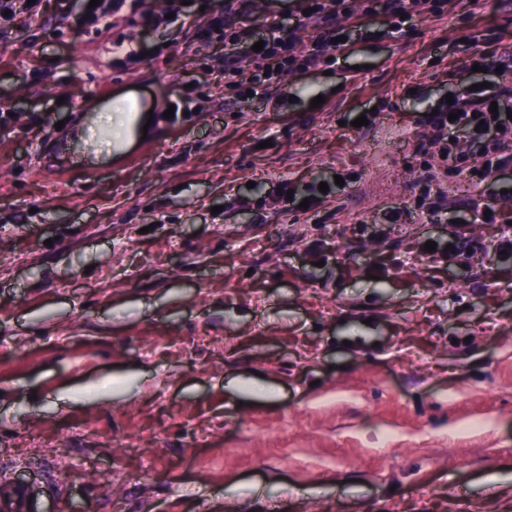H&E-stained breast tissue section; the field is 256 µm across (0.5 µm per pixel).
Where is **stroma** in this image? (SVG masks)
<instances>
[{
    "label": "stroma",
    "instance_id": "1",
    "mask_svg": "<svg viewBox=\"0 0 512 512\" xmlns=\"http://www.w3.org/2000/svg\"><path fill=\"white\" fill-rule=\"evenodd\" d=\"M171 6L100 37L42 0L0 36V479L37 512H512V256L470 248L499 187L413 211L425 114L512 88V0L345 22L347 53L252 97L195 27L149 29ZM131 93L145 140L94 155L77 103Z\"/></svg>",
    "mask_w": 512,
    "mask_h": 512
}]
</instances>
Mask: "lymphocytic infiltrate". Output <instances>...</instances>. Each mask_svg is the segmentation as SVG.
I'll return each instance as SVG.
<instances>
[{
  "mask_svg": "<svg viewBox=\"0 0 512 512\" xmlns=\"http://www.w3.org/2000/svg\"><path fill=\"white\" fill-rule=\"evenodd\" d=\"M386 6L394 17L413 18L427 15L441 18L444 0H360L356 11L367 16L378 6ZM304 12L303 20L316 36L309 48L297 50L296 37L286 32L278 22H270L263 37L264 46L255 51L256 69L243 75L235 68L225 67L224 82L239 92H268L276 83L294 71L307 69L329 61L331 52H345L347 43L341 42L342 27L338 17H352L351 0H298ZM252 11V0H229L224 15L199 24L195 5H177L171 16H156L155 24L174 19L197 25L201 39L223 44L226 50L245 46L253 48L254 28L247 23ZM471 107L462 109L452 103L432 115L424 150V167L428 182H446L448 178L464 174L474 185H482L488 178L512 168V92L503 90L491 95L474 91ZM478 143L483 151L480 165L473 166L461 147L462 139Z\"/></svg>",
  "mask_w": 512,
  "mask_h": 512,
  "instance_id": "f902f5d3",
  "label": "lymphocytic infiltrate"
}]
</instances>
